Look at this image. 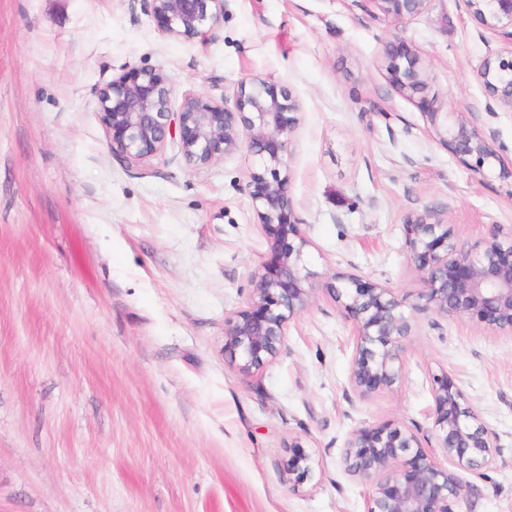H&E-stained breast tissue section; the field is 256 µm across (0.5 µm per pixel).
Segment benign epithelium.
<instances>
[{"label": "benign epithelium", "instance_id": "benign-epithelium-1", "mask_svg": "<svg viewBox=\"0 0 512 512\" xmlns=\"http://www.w3.org/2000/svg\"><path fill=\"white\" fill-rule=\"evenodd\" d=\"M382 14L406 21L423 14L432 0H376ZM466 11L501 33L508 48L487 55L477 68L489 99L512 112V0H462ZM165 34L194 39L224 18V0H146ZM393 85L415 94L424 87L417 55L402 41L385 44ZM171 83L160 69H131L98 92L100 120L112 154L127 164L153 155L167 139H178L185 162L203 167L245 146L256 168L247 184L259 224L272 243L253 288L252 306L229 321L226 345L238 371L249 375L286 348L290 323L312 306L317 288L303 265L309 241L294 215L288 178L296 100L286 86L265 79L241 87L230 109L204 94L185 97L170 110ZM426 123L475 174L499 169L510 187L512 167L504 147L483 135L474 112L423 113ZM405 243L423 288L416 301L387 285L354 274L327 284L354 328L349 384L361 397L391 390L406 373L405 343L418 318L436 315L474 323L492 336L512 335V228L492 225L480 250L469 248L448 225L427 213L405 222ZM432 432L443 459L426 449L429 436L417 425L385 423L354 429L344 444L346 472L370 486L366 512H461L472 492L469 476L483 477L499 453L493 433L464 391L443 371L430 376ZM315 462L298 449L288 460L296 483L310 480Z\"/></svg>", "mask_w": 512, "mask_h": 512}]
</instances>
